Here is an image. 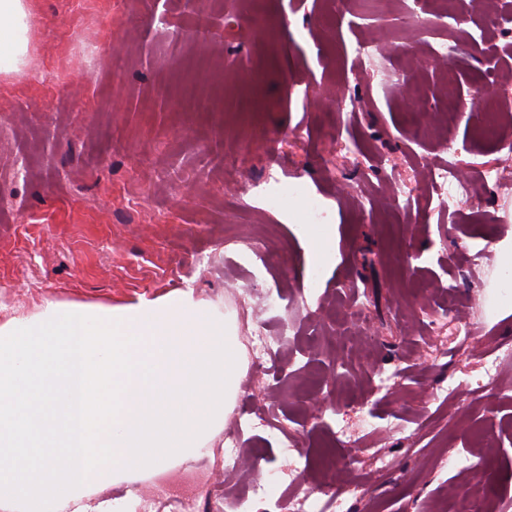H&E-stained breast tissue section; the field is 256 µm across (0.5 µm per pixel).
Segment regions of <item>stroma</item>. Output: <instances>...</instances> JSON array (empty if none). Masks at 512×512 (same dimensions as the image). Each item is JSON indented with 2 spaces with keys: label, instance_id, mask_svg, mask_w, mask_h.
<instances>
[{
  "label": "stroma",
  "instance_id": "1",
  "mask_svg": "<svg viewBox=\"0 0 512 512\" xmlns=\"http://www.w3.org/2000/svg\"><path fill=\"white\" fill-rule=\"evenodd\" d=\"M480 2L504 25L479 34V13L458 0L414 34L412 0L352 28L334 22L336 0H264L260 13L250 0L227 12L219 0H32L25 63L0 74V323L39 319L51 303L122 306L190 289L235 317L245 374L258 322L281 338L212 439L194 512H247L256 478L268 512L324 483L364 488L348 512H431L480 468L497 512H512V360L475 383L487 349L512 346L493 250L512 237V172L450 211L431 205L428 178L449 162L503 159L474 134L484 110L448 123V71L434 60L440 42L458 44L469 77L458 96L491 71L496 108L512 114V10ZM366 41L382 48L371 69L355 54ZM418 95L421 141L407 116ZM285 130L302 140L280 173L304 193L275 210L259 180L269 137ZM404 180L418 191L400 203ZM310 224L333 233L320 267ZM449 310L471 338L433 328ZM344 331L353 349L340 358L331 344ZM271 412L286 433L260 426ZM325 447L354 468L323 470ZM230 448L261 452L258 473H229ZM374 456L390 470L371 469Z\"/></svg>",
  "mask_w": 512,
  "mask_h": 512
}]
</instances>
